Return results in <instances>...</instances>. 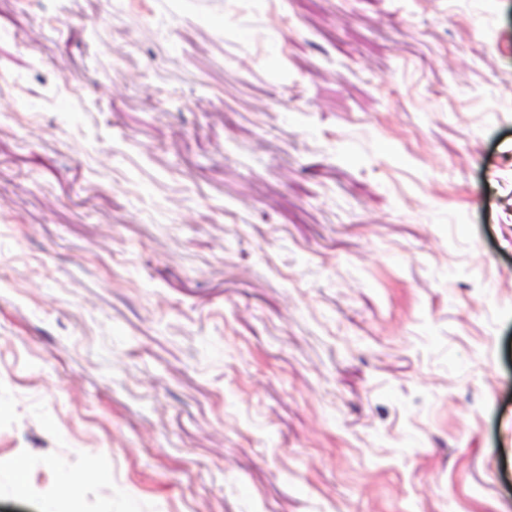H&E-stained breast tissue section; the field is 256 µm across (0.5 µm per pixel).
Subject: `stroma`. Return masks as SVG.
Wrapping results in <instances>:
<instances>
[{"mask_svg":"<svg viewBox=\"0 0 512 512\" xmlns=\"http://www.w3.org/2000/svg\"><path fill=\"white\" fill-rule=\"evenodd\" d=\"M0 512H512V0H0Z\"/></svg>","mask_w":512,"mask_h":512,"instance_id":"obj_1","label":"stroma"}]
</instances>
